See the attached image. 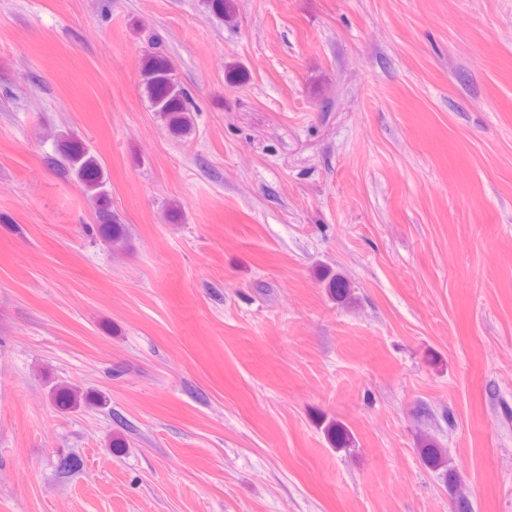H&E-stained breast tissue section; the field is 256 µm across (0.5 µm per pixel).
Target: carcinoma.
I'll use <instances>...</instances> for the list:
<instances>
[{
  "label": "carcinoma",
  "mask_w": 512,
  "mask_h": 512,
  "mask_svg": "<svg viewBox=\"0 0 512 512\" xmlns=\"http://www.w3.org/2000/svg\"><path fill=\"white\" fill-rule=\"evenodd\" d=\"M175 65L165 56L154 55L147 60L143 73L145 94L154 111L164 119L175 133L188 135L192 132V119L186 107L185 93L174 78ZM60 166L71 172L81 184L87 197L95 202L102 230L107 241L120 248L125 244L124 225L115 221L112 212L106 207L108 180L99 159L92 147L72 139L67 134H60ZM53 399L62 407L76 408L80 405V394L68 387L54 389ZM325 433L338 449L347 448L348 433L336 421L330 420L324 426ZM423 463L431 469L446 466L447 460L441 449L427 442L421 449Z\"/></svg>",
  "instance_id": "1"
}]
</instances>
